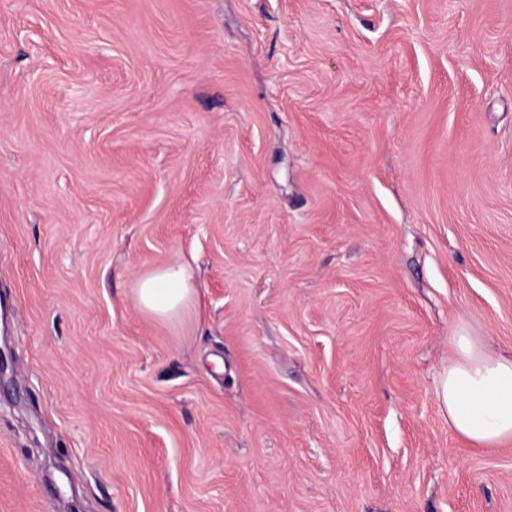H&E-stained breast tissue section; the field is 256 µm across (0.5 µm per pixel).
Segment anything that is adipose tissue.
<instances>
[{
    "instance_id": "obj_1",
    "label": "adipose tissue",
    "mask_w": 512,
    "mask_h": 512,
    "mask_svg": "<svg viewBox=\"0 0 512 512\" xmlns=\"http://www.w3.org/2000/svg\"><path fill=\"white\" fill-rule=\"evenodd\" d=\"M135 295L142 312L165 322L180 320L198 306V290L177 260L141 278ZM452 342L454 356L438 389L451 428L477 446L512 443V357L495 354L462 329Z\"/></svg>"
}]
</instances>
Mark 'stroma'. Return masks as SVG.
<instances>
[{
    "instance_id": "obj_1",
    "label": "stroma",
    "mask_w": 512,
    "mask_h": 512,
    "mask_svg": "<svg viewBox=\"0 0 512 512\" xmlns=\"http://www.w3.org/2000/svg\"><path fill=\"white\" fill-rule=\"evenodd\" d=\"M0 300V512H512V0H0ZM135 295L142 312L165 322L178 321L198 306V288L179 260L165 263L141 278ZM452 342L454 357L438 389L448 423L473 445L512 443V357L495 354L463 329Z\"/></svg>"
}]
</instances>
